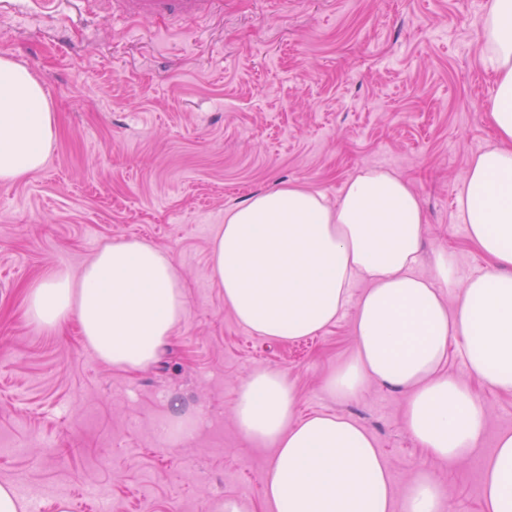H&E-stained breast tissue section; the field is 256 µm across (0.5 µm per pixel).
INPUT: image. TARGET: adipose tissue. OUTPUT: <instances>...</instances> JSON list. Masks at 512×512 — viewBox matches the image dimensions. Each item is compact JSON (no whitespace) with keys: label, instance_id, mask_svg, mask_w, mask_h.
I'll list each match as a JSON object with an SVG mask.
<instances>
[{"label":"adipose tissue","instance_id":"1","mask_svg":"<svg viewBox=\"0 0 512 512\" xmlns=\"http://www.w3.org/2000/svg\"><path fill=\"white\" fill-rule=\"evenodd\" d=\"M486 108L497 143L475 155L457 197L469 239L493 267L457 282L445 254L436 275L418 274L424 216L411 185L367 169L348 179L336 204L289 184L251 196L224 215L212 242V274L237 320L274 340L313 335L336 322L355 279V352L329 380L354 395L365 380L404 392L409 433L448 462L468 457L486 430L471 392L442 373L451 339L469 373L512 392V0H488L481 17ZM56 114L34 72L0 55V184L43 167ZM459 288L449 308L447 288ZM186 299L168 253L131 239L102 246L79 277L58 270L28 291L29 323L54 330L76 320L84 341L113 366L156 361ZM295 392L277 371L253 373L236 405L250 442L272 447L263 483L269 512H393L389 470L372 435L344 415L295 414ZM485 512H512V431L484 462Z\"/></svg>","mask_w":512,"mask_h":512}]
</instances>
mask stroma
Listing matches in <instances>:
<instances>
[{
    "mask_svg": "<svg viewBox=\"0 0 512 512\" xmlns=\"http://www.w3.org/2000/svg\"><path fill=\"white\" fill-rule=\"evenodd\" d=\"M487 0H224L171 37L129 23L110 0H0V54L39 76L57 117L42 169L0 185V485L27 486L22 512H215L227 497L268 512L272 449L242 437L235 404L249 374L283 373L296 414L356 419L374 437L403 501L417 472L449 512H484L483 461L512 431V393L466 369L459 341L444 374L486 414L477 449L451 464L407 431L406 397L366 380L350 399L324 387L354 350V308L316 335L270 340L239 324L210 266L225 212L289 183L335 203L367 168L415 190L426 217L418 271L447 253L458 278L489 268L456 198L471 158L493 142L491 74L481 54ZM137 238L166 251L187 308L160 359L112 366L75 324L29 325L26 290L79 274L102 245ZM202 412L197 434L161 442L173 405Z\"/></svg>",
    "mask_w": 512,
    "mask_h": 512,
    "instance_id": "obj_1",
    "label": "stroma"
}]
</instances>
